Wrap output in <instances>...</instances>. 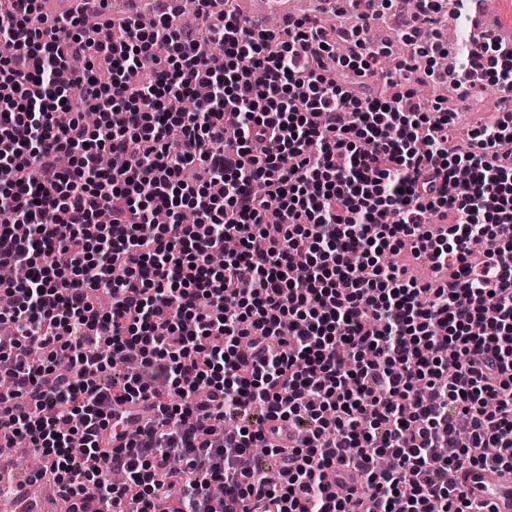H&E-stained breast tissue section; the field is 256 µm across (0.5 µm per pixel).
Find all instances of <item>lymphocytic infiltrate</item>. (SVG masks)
<instances>
[{
    "label": "lymphocytic infiltrate",
    "instance_id": "1",
    "mask_svg": "<svg viewBox=\"0 0 512 512\" xmlns=\"http://www.w3.org/2000/svg\"><path fill=\"white\" fill-rule=\"evenodd\" d=\"M350 2L335 57L316 18L0 0V434L70 512H472L451 473L512 472V109L465 130L401 81L470 0H417L396 72ZM452 53L512 99V43Z\"/></svg>",
    "mask_w": 512,
    "mask_h": 512
}]
</instances>
